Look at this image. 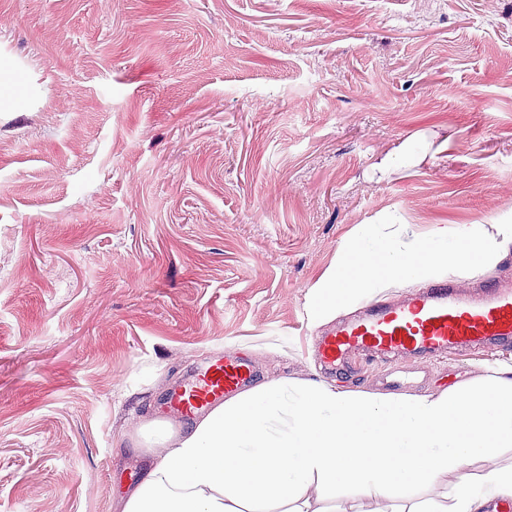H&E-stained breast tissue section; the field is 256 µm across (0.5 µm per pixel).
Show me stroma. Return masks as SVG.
Wrapping results in <instances>:
<instances>
[{"label": "stroma", "mask_w": 512, "mask_h": 512, "mask_svg": "<svg viewBox=\"0 0 512 512\" xmlns=\"http://www.w3.org/2000/svg\"><path fill=\"white\" fill-rule=\"evenodd\" d=\"M0 72V512H117L126 434L216 351L319 380L357 225L512 210V0H0ZM413 136L449 159L377 179Z\"/></svg>", "instance_id": "obj_1"}]
</instances>
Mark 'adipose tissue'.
Listing matches in <instances>:
<instances>
[{
	"instance_id": "1",
	"label": "adipose tissue",
	"mask_w": 512,
	"mask_h": 512,
	"mask_svg": "<svg viewBox=\"0 0 512 512\" xmlns=\"http://www.w3.org/2000/svg\"><path fill=\"white\" fill-rule=\"evenodd\" d=\"M511 255L512 213L424 231L398 216L364 224L310 287L308 320L324 326L386 288L482 275ZM485 371L425 396L283 378L239 391L186 428L143 418L137 435L151 464L120 512H325L343 486L374 493L384 512H483L512 499V464H496L512 448V361ZM450 472V492L390 508Z\"/></svg>"
}]
</instances>
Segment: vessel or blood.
Returning <instances> with one entry per match:
<instances>
[{"mask_svg": "<svg viewBox=\"0 0 512 512\" xmlns=\"http://www.w3.org/2000/svg\"><path fill=\"white\" fill-rule=\"evenodd\" d=\"M459 348L512 349V276L486 282L471 296L451 280H435L398 301H377L322 334L315 347L322 370L338 379L353 376L351 357L387 365L385 384L398 388L399 361H429ZM256 378L241 358L216 352L192 378L167 397L170 409L193 419Z\"/></svg>", "mask_w": 512, "mask_h": 512, "instance_id": "obj_1", "label": "vessel or blood"}]
</instances>
